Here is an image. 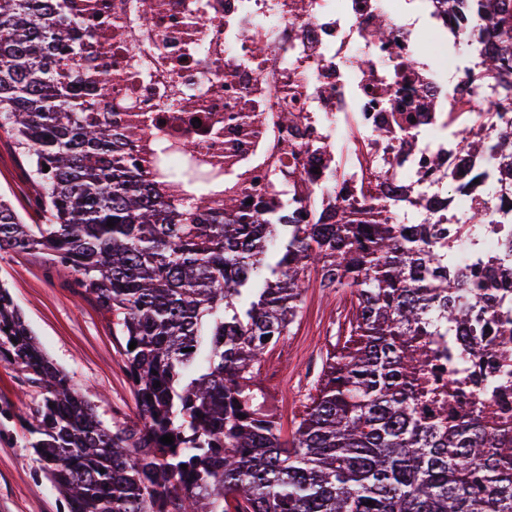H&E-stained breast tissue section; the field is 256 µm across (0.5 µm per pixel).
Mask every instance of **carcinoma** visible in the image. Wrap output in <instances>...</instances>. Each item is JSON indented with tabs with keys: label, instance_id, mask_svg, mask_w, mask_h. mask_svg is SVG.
Here are the masks:
<instances>
[{
	"label": "carcinoma",
	"instance_id": "carcinoma-1",
	"mask_svg": "<svg viewBox=\"0 0 512 512\" xmlns=\"http://www.w3.org/2000/svg\"><path fill=\"white\" fill-rule=\"evenodd\" d=\"M72 2L0 0V129L40 215L0 194V253L46 251L79 275L123 337L143 425L105 427L0 286V358L40 389L29 447L70 512H512V242L473 288L438 226L398 224L382 200L274 224L226 191L223 223L201 202L174 219L98 118L109 76L82 91L90 32ZM468 2L498 43L484 75L512 84V0ZM475 111L500 122L512 97ZM314 271L349 292L348 336L285 438L258 377Z\"/></svg>",
	"mask_w": 512,
	"mask_h": 512
}]
</instances>
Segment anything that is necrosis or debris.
Here are the masks:
<instances>
[{
    "instance_id": "necrosis-or-debris-1",
    "label": "necrosis or debris",
    "mask_w": 512,
    "mask_h": 512,
    "mask_svg": "<svg viewBox=\"0 0 512 512\" xmlns=\"http://www.w3.org/2000/svg\"><path fill=\"white\" fill-rule=\"evenodd\" d=\"M92 24L90 66L112 78L106 122L153 197L182 214L208 189L224 216V183L265 216L286 213L290 182L316 191L309 217L393 204L395 219L438 224L467 272L490 264L512 224H497L485 157L462 137L499 141L473 111L496 98L479 58L448 45L474 33L457 0H76ZM385 25L389 39L376 35ZM264 55H256V45ZM370 65H355L359 54ZM450 72L452 81L438 78ZM182 159L190 179L173 181ZM293 179V180H294ZM492 221L472 237L468 212Z\"/></svg>"
}]
</instances>
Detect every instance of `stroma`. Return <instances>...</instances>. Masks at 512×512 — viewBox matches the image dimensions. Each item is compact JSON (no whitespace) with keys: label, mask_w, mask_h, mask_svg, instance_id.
Masks as SVG:
<instances>
[{"label":"stroma","mask_w":512,"mask_h":512,"mask_svg":"<svg viewBox=\"0 0 512 512\" xmlns=\"http://www.w3.org/2000/svg\"><path fill=\"white\" fill-rule=\"evenodd\" d=\"M0 193L27 219L38 217L36 194L13 138L0 132ZM45 253L0 255V283L10 292L49 359L109 428L140 423L125 371L121 339L108 314ZM345 311L335 289L313 285L303 297L291 336L268 352L259 382L290 434L339 336ZM41 399L18 365L0 359V512H69L29 446L32 409Z\"/></svg>","instance_id":"1"}]
</instances>
